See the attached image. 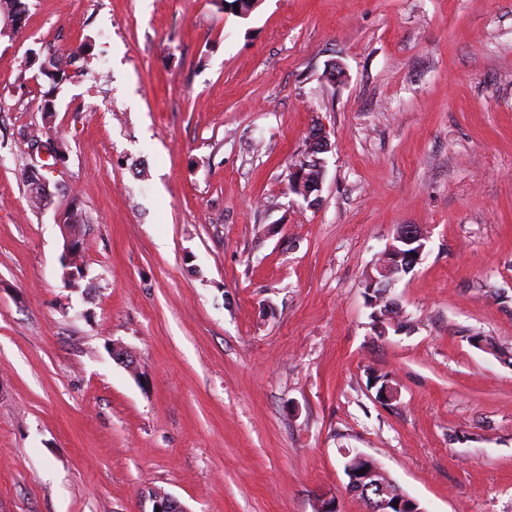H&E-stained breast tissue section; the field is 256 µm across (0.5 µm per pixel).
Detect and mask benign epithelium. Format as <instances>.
Listing matches in <instances>:
<instances>
[{"label": "benign epithelium", "mask_w": 512, "mask_h": 512, "mask_svg": "<svg viewBox=\"0 0 512 512\" xmlns=\"http://www.w3.org/2000/svg\"><path fill=\"white\" fill-rule=\"evenodd\" d=\"M328 150V138L325 133L317 131L312 134L308 152L316 163V169L323 170V161L319 154ZM28 154L33 158H39L45 162L41 168L30 166L27 168L26 177L39 189L44 198L45 206L52 203L53 192L49 180L40 173V170L54 171L62 166L65 158L57 157L52 164L47 163L48 157L53 155L45 143L39 141L27 148ZM309 163L296 167L291 175L294 183L292 190L300 192L304 198H310L311 194L321 189L322 179L315 181L309 179L307 173ZM425 249V235L420 226L416 224L401 225L394 238L386 245L381 253V259L374 265V272L370 273L366 280L369 303L375 304L376 299L387 300L390 311L398 308V302L389 298V294L399 277L410 272L420 261ZM368 455L358 452L354 463L347 470V490L354 496L361 497L366 506V512H392L390 507L398 506V512H425L417 508V503L405 495L391 480L388 472L382 464L372 465L368 463ZM364 473H359V470ZM151 512H188V510L175 498L163 494L157 498H151Z\"/></svg>", "instance_id": "benign-epithelium-1"}]
</instances>
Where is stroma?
<instances>
[{"label":"stroma","instance_id":"1","mask_svg":"<svg viewBox=\"0 0 512 512\" xmlns=\"http://www.w3.org/2000/svg\"><path fill=\"white\" fill-rule=\"evenodd\" d=\"M26 2L0 36V512H364L349 450L424 512H512V363L472 342L512 351V0ZM85 42L37 211L18 132L47 51ZM401 224L427 239L380 337L366 277ZM328 150V138L325 133L317 131L312 134L309 143L308 154L316 163V167H310L309 163L304 160L303 166H298L291 175V179L295 186H292V190L299 191L306 200H308L314 191L318 192L321 189L322 177H323V161L317 156V154L324 153ZM313 168L322 171V177L316 181L309 180V174L306 172L307 169ZM307 183V185H306Z\"/></svg>","mask_w":512,"mask_h":512}]
</instances>
